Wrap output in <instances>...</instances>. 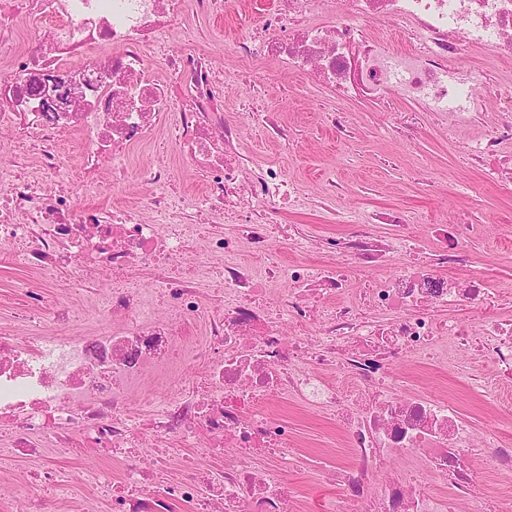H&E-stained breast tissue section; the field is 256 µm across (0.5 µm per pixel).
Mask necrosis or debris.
<instances>
[{
  "mask_svg": "<svg viewBox=\"0 0 512 512\" xmlns=\"http://www.w3.org/2000/svg\"><path fill=\"white\" fill-rule=\"evenodd\" d=\"M191 10L237 14L243 3L0 0V112L20 148L12 167L24 166L25 147L43 150L40 176L0 181V244L30 261L44 282L64 270L70 291L107 283L93 333L56 335L55 327L83 321L79 308L61 303L48 313V329L0 330V421L9 424L11 450L40 458L56 496L66 498L73 488L49 449L100 459L131 449L121 481L98 471L88 478L108 512H166L175 502L191 512H295L297 494L284 473L296 431L265 406L298 399L331 411L344 432L347 457L326 470L342 492L336 512H456L458 499L476 497L483 474L512 477V442L475 436L448 397L399 392L388 364L474 352L501 380L512 379V291L484 273L464 286L434 273L437 265L468 262L473 224L434 228L431 266L415 261L411 240H380L366 228L329 241L335 260L326 269L282 264L277 246L312 247L267 218L276 203H297L292 185L276 165H247L237 125L224 120L211 60L160 43L168 22ZM35 16L49 23L47 41L21 43ZM373 20L388 34L372 31ZM392 35L406 50L391 48ZM476 50L486 54L485 69L469 64ZM234 53L246 65L263 54L329 90L339 105L396 99L447 123L449 136L477 130L467 149L484 181L512 171V86L497 76L512 66V0H276ZM53 78L64 81L65 95L48 112L45 84ZM480 87L497 101L491 126ZM173 112L179 154L206 184L202 207L237 205L233 235L186 222L161 166L141 173L159 221L133 208L80 205L63 157L44 148L88 131L80 171L94 181L105 164L155 141ZM243 242L263 257L262 267L236 260ZM186 255L191 266L177 265ZM382 258L388 271L342 299L351 270ZM139 267L153 273V294L132 286ZM280 281L287 293H273ZM460 306L470 320L454 317ZM384 313L393 317L386 326L377 320ZM174 364L184 374L159 393L152 378ZM164 443L197 449L200 458L177 464L142 452ZM228 448L223 469L203 466ZM391 458L422 460L428 470L384 472ZM173 469L178 477L154 485L155 473ZM379 473V490L368 494L369 477ZM437 482L454 491L444 510L432 490Z\"/></svg>",
  "mask_w": 512,
  "mask_h": 512,
  "instance_id": "obj_1",
  "label": "necrosis or debris"
}]
</instances>
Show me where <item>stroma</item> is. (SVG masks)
Here are the masks:
<instances>
[{
	"mask_svg": "<svg viewBox=\"0 0 512 512\" xmlns=\"http://www.w3.org/2000/svg\"><path fill=\"white\" fill-rule=\"evenodd\" d=\"M272 0H246L245 14L236 20L225 17L186 14L169 30L174 49L209 55L218 80L224 84V119L240 129L238 146L254 165L274 163L285 172L302 203L274 215L277 224L300 225L303 233L315 238L339 237L350 227L336 221L337 214L349 211L370 215L386 209H400L413 216L408 230L432 247L426 227L450 223L459 211H467L480 232L469 249V269L449 270V277L465 271H488L503 287H512V180L497 184L482 181L481 168L462 159L464 141L473 131L459 135L458 143L435 124H419L410 137L393 134V115L405 111V104L391 102L381 106L360 99L336 106L329 94L310 86L297 74L281 71L269 59L240 67L231 49L242 26L262 24ZM193 31L192 41L180 32ZM341 111L343 125H326L323 115ZM278 115L290 140L272 137L264 116ZM86 139L80 134H65L58 148L67 162L71 179L83 203L122 208L133 205L143 193L139 183L142 166L169 165L172 173L169 190L176 201L193 207L204 194L203 185L182 165L174 142L164 147L145 145L134 148L126 162V174L111 186L79 183L80 159ZM59 282L44 285L36 269L22 264L8 247L0 246V329L29 330L24 317L44 316L58 303L82 308L85 327L95 326L98 318L99 288L74 295ZM399 384L428 394H452L461 411L478 432L498 431L512 439V424L503 418L502 408L487 404L472 392L470 377L485 372L476 357L458 356L447 366L397 362L391 367ZM272 412L284 416L297 430V465L288 470L286 480L297 488L301 512H322V504L335 498L334 484L321 478L320 470L329 456L344 443L341 432L327 414L298 402H272ZM39 459L0 457V512H30V499L18 492L20 481L36 474ZM108 468L113 479H121L124 465L119 459H95L84 454L60 457L58 468L71 482L74 496L59 503L58 512H83L84 502H97L98 492L83 480L87 468Z\"/></svg>",
	"mask_w": 512,
	"mask_h": 512,
	"instance_id": "stroma-1",
	"label": "stroma"
}]
</instances>
